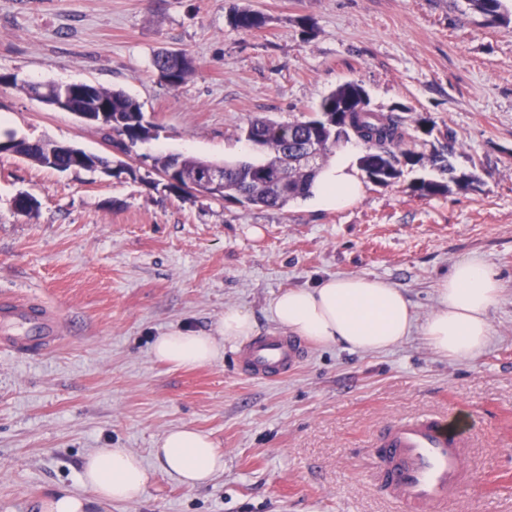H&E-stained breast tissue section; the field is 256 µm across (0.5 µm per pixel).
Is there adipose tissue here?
Instances as JSON below:
<instances>
[{
	"label": "adipose tissue",
	"mask_w": 512,
	"mask_h": 512,
	"mask_svg": "<svg viewBox=\"0 0 512 512\" xmlns=\"http://www.w3.org/2000/svg\"><path fill=\"white\" fill-rule=\"evenodd\" d=\"M363 190L356 150L348 145L322 169L309 202L319 210L339 211L356 202ZM501 291L497 270L472 255L437 282L436 306L422 321L400 288L367 275L329 277L309 288L285 290L271 300L270 311L288 333L321 347L381 353L417 332L437 356L471 362L491 341L490 314ZM256 331L250 313L228 308L215 333L174 327L156 338L152 353L174 367L208 365L223 358L225 344L245 341ZM153 455L164 474L189 488L207 485L224 471V455L214 441L188 424L167 431L155 443ZM151 477L129 449L100 448L85 458L80 481L97 501L120 503L140 498Z\"/></svg>",
	"instance_id": "adipose-tissue-1"
}]
</instances>
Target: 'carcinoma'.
<instances>
[{"label":"carcinoma","instance_id":"cac0c4a2","mask_svg":"<svg viewBox=\"0 0 512 512\" xmlns=\"http://www.w3.org/2000/svg\"><path fill=\"white\" fill-rule=\"evenodd\" d=\"M466 2L470 9L484 15L490 24L505 20L500 12L501 0ZM231 23L243 31H252L263 21L260 14L244 9L234 14ZM152 67L160 79L172 87L183 84L193 70L192 59L185 52L178 53L172 60L167 53H158L152 58ZM80 107L85 111L109 109L116 122L112 132L125 137L132 145L151 136L152 126L141 123V105L121 90L98 86L93 95L80 101ZM320 111L330 115L331 124L313 119L288 124L265 117L252 120L245 132L246 140L250 142L259 138L261 154L265 158L224 165V184L209 196L278 208L294 198L305 196L317 172L302 161L304 146L312 139L323 146L327 155L341 140L356 137L364 145L359 164L369 178L375 167L382 166L389 170L390 178L395 179L401 174V164H416L422 160L401 118L392 112L385 114L369 109L366 92L356 82L337 86L322 100ZM52 156L57 163H65L63 157L56 155L53 143L39 140L33 142L26 160L48 168ZM209 165L210 162L193 156L153 158L154 169L162 175L172 174V181L167 183V187L175 193H183L190 185L198 183L200 171ZM411 190L421 196H434L447 193L448 185L423 181L411 186Z\"/></svg>","mask_w":512,"mask_h":512}]
</instances>
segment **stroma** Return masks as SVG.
I'll list each match as a JSON object with an SVG mask.
<instances>
[{"mask_svg":"<svg viewBox=\"0 0 512 512\" xmlns=\"http://www.w3.org/2000/svg\"><path fill=\"white\" fill-rule=\"evenodd\" d=\"M265 24L245 32L236 11ZM186 52L177 87L151 57ZM0 134L70 144L125 172H59L0 155V299L53 307L63 338L42 355L0 351V512H42L79 481L97 448H152L191 424L224 454V471L189 488L155 474L132 502L92 512H396L369 476L372 435L421 412L466 417L474 483L447 512H512V23L487 25L465 0H0ZM348 81L376 112L399 115L425 163L396 183L365 182L347 209L302 198L281 208L175 195L158 155L217 163L259 159L251 119L314 117ZM88 82L139 101L150 139L122 151L108 131L50 108L28 83ZM428 128H421V120ZM453 143L452 172L427 158ZM466 175L467 187L419 196V180ZM38 207L18 211V194ZM500 274L494 336L474 362L435 355L420 337L382 353L306 345L287 376L239 368L243 346L212 364L172 367L151 345L177 325L214 332L225 308L278 331L270 301L336 275L402 288L419 317L457 261Z\"/></svg>","mask_w":512,"mask_h":512,"instance_id":"obj_1","label":"stroma"}]
</instances>
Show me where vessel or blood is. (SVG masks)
Masks as SVG:
<instances>
[{"label":"vessel or blood","instance_id":"b4317fda","mask_svg":"<svg viewBox=\"0 0 512 512\" xmlns=\"http://www.w3.org/2000/svg\"><path fill=\"white\" fill-rule=\"evenodd\" d=\"M58 314L44 302L0 301V350L17 357L54 346L60 339ZM301 343L270 332L245 349L242 363L254 379L270 380L298 364ZM373 478L400 512H445L449 492L468 485L469 452L446 416L422 413L387 423L370 444Z\"/></svg>","mask_w":512,"mask_h":512}]
</instances>
